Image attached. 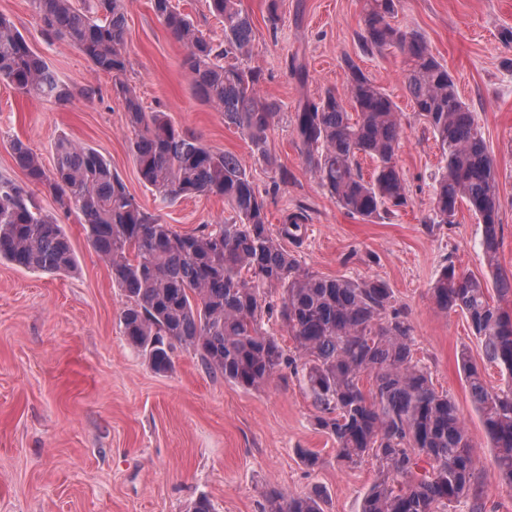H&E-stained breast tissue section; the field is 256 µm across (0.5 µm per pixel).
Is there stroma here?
<instances>
[{
    "mask_svg": "<svg viewBox=\"0 0 512 512\" xmlns=\"http://www.w3.org/2000/svg\"><path fill=\"white\" fill-rule=\"evenodd\" d=\"M256 48L245 66L260 70L263 97L279 116L269 132L271 162L259 160L221 113L196 97L181 66L184 49L154 15L150 0H126V81L144 107L165 112L179 129L209 147L238 156L263 195L270 224L297 209L307 236L301 264L327 277L372 278L407 313L418 358L437 390L461 408L479 457L485 512H512V489L499 485L493 452L461 371L460 354L480 359L464 315L437 310L431 286L447 263L486 282L481 226L467 207L453 225L426 228L439 168L434 138L404 87V55L365 53L357 39L364 0H280L269 18L266 0H242ZM10 18L58 79L91 85L100 95L60 106L31 99L0 82V173L24 175L9 149L20 138L52 166L65 135L110 161L149 212L180 231L223 220V199L200 195L166 205L139 178L129 150L121 97L110 76L93 72L74 47L47 43L28 0H0ZM395 24L424 36L453 75L498 166L499 265L512 272V0H400ZM306 82L289 73L291 59ZM352 59L396 103L403 138L397 164L407 204L374 221L340 207L311 173L292 117L304 99L344 91ZM61 222L78 266L48 275L0 261V512H188L207 495L214 512H261L274 487L301 494L321 486L327 512H360L374 478L372 462L348 468L334 441L315 424L311 401L289 371L246 390L208 373L189 352L174 367L153 371L120 332L126 302L87 241L77 215ZM317 452L308 470L298 449Z\"/></svg>",
    "mask_w": 512,
    "mask_h": 512,
    "instance_id": "obj_1",
    "label": "stroma"
}]
</instances>
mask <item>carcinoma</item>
I'll list each match as a JSON object with an SVG mask.
<instances>
[{
	"label": "carcinoma",
	"mask_w": 512,
	"mask_h": 512,
	"mask_svg": "<svg viewBox=\"0 0 512 512\" xmlns=\"http://www.w3.org/2000/svg\"><path fill=\"white\" fill-rule=\"evenodd\" d=\"M48 42L74 45L93 71L115 79L124 103L129 149L142 181L163 203L214 195L232 215L180 232L147 212L111 164L66 136L54 144L48 169L21 139L9 142L23 184L0 174V260L42 273H70L77 257L63 225L35 201V190L75 209L86 238L126 297L119 327L151 368L167 373L177 349L194 353L211 373L245 389L269 385L285 369L311 399L317 426L336 442L338 459L355 467L367 457L376 474L361 512H451L465 500L483 512L478 456L463 414L433 386L415 357L413 328L377 279L320 276L284 248L303 245L304 212L285 215L271 231L265 200L240 160L175 128L166 114L146 111L122 81L129 64L125 0H29ZM399 0H367L358 40L368 52L398 51L414 112L433 134L441 174L429 224H453L466 203L482 225L481 247L493 266L499 298H512V275L495 266L499 248L497 174L475 115L455 80L420 35L392 23ZM158 20L185 49L192 90L224 115L266 163L268 132L279 115L260 94L262 74L242 64L255 48L241 0H208L224 26L213 39L173 0H151ZM346 93L325 91L295 112V132L321 186L348 212L370 220L407 204L396 152L401 113L390 96L351 60ZM0 79L26 95L59 105L93 99L99 90L60 81L9 18L0 15ZM374 163L364 177L361 157ZM436 308L469 320L490 385L466 353L460 361L474 407L493 449L500 480L512 488V314L491 300L488 284L448 262L431 288ZM276 319L293 341L285 349L264 328ZM372 381L365 393L363 377ZM263 512H325L319 486L303 494L271 488Z\"/></svg>",
	"instance_id": "obj_1"
}]
</instances>
